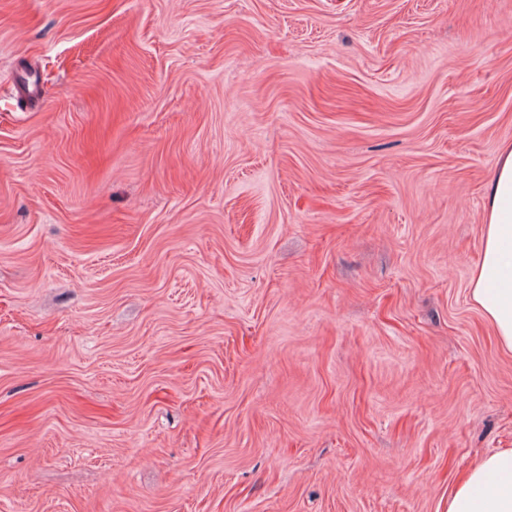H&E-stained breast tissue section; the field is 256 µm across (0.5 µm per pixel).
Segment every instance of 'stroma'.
<instances>
[{"label":"stroma","instance_id":"stroma-1","mask_svg":"<svg viewBox=\"0 0 512 512\" xmlns=\"http://www.w3.org/2000/svg\"><path fill=\"white\" fill-rule=\"evenodd\" d=\"M506 143L512 0H0V512H446Z\"/></svg>","mask_w":512,"mask_h":512}]
</instances>
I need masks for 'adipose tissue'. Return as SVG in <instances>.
Wrapping results in <instances>:
<instances>
[{"label": "adipose tissue", "instance_id": "ef3b65f1", "mask_svg": "<svg viewBox=\"0 0 512 512\" xmlns=\"http://www.w3.org/2000/svg\"><path fill=\"white\" fill-rule=\"evenodd\" d=\"M483 252L473 303L512 351V145L502 147L487 187ZM447 512H512V448L483 456L448 492Z\"/></svg>", "mask_w": 512, "mask_h": 512}]
</instances>
